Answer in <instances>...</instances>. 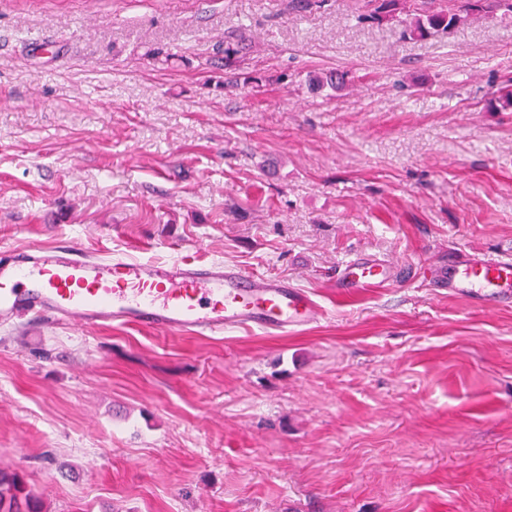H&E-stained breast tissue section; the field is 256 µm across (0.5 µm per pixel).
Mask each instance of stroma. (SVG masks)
<instances>
[{
	"label": "stroma",
	"mask_w": 512,
	"mask_h": 512,
	"mask_svg": "<svg viewBox=\"0 0 512 512\" xmlns=\"http://www.w3.org/2000/svg\"><path fill=\"white\" fill-rule=\"evenodd\" d=\"M290 2L0 0V246L221 260L326 312L0 326V470L43 512H512V307L334 283L355 251L512 250V23Z\"/></svg>",
	"instance_id": "35a3bbf8"
}]
</instances>
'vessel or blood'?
Segmentation results:
<instances>
[{
  "label": "vessel or blood",
  "mask_w": 512,
  "mask_h": 512,
  "mask_svg": "<svg viewBox=\"0 0 512 512\" xmlns=\"http://www.w3.org/2000/svg\"><path fill=\"white\" fill-rule=\"evenodd\" d=\"M407 274L491 310L512 301L511 251L454 255L433 271L418 262L408 273L355 253L338 267L336 286L349 293L388 288ZM322 315L295 282L219 260L136 259L115 250L101 256L74 238L0 252V325L36 320L82 330L130 325L190 336L239 329L285 334Z\"/></svg>",
  "instance_id": "obj_1"
}]
</instances>
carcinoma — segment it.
I'll use <instances>...</instances> for the list:
<instances>
[{"mask_svg":"<svg viewBox=\"0 0 512 512\" xmlns=\"http://www.w3.org/2000/svg\"><path fill=\"white\" fill-rule=\"evenodd\" d=\"M406 0H363L358 18L373 23L396 19ZM512 17V0H448V7H437L424 0L416 8L405 34L424 39L435 33H448L467 18L476 15ZM0 512H42L40 499L27 490L23 478L0 471Z\"/></svg>","mask_w":512,"mask_h":512,"instance_id":"obj_1","label":"carcinoma"}]
</instances>
